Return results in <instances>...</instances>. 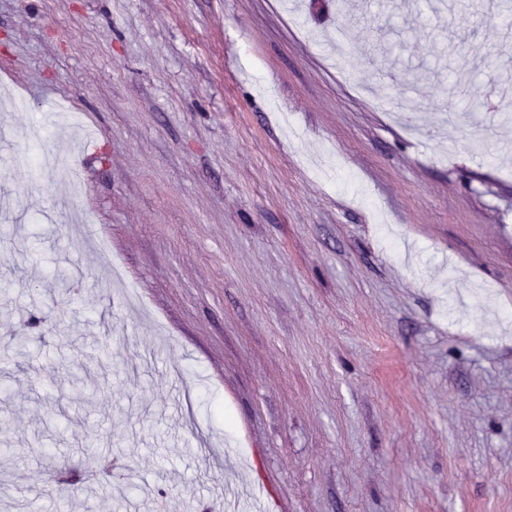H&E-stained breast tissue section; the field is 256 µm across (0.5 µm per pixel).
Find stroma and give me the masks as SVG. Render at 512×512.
<instances>
[{
  "mask_svg": "<svg viewBox=\"0 0 512 512\" xmlns=\"http://www.w3.org/2000/svg\"><path fill=\"white\" fill-rule=\"evenodd\" d=\"M389 9L0 0V512H512V26ZM460 85L461 78L458 70L448 63V84H446V88L444 87V90L446 92L448 90V92L453 96L458 94L460 95L457 110L455 112L470 118L475 112H480L481 102L473 95L462 94Z\"/></svg>",
  "mask_w": 512,
  "mask_h": 512,
  "instance_id": "35a3bbf8",
  "label": "stroma"
}]
</instances>
